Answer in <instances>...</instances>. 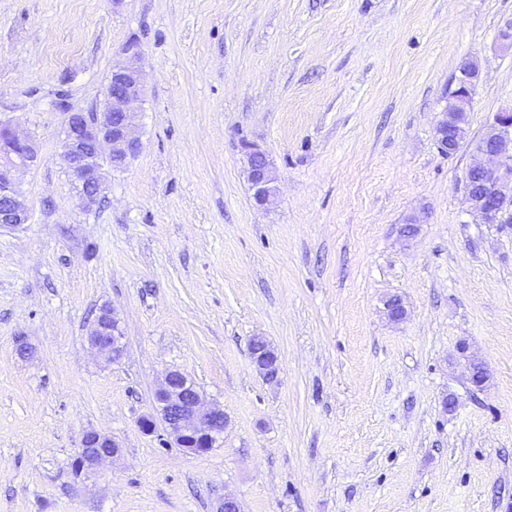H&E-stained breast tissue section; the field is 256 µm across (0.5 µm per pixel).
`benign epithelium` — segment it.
<instances>
[{
	"instance_id": "benign-epithelium-1",
	"label": "benign epithelium",
	"mask_w": 512,
	"mask_h": 512,
	"mask_svg": "<svg viewBox=\"0 0 512 512\" xmlns=\"http://www.w3.org/2000/svg\"><path fill=\"white\" fill-rule=\"evenodd\" d=\"M127 61L112 66V106L106 114L90 117L85 112L68 115L61 158L79 188L82 207L90 210L104 195V171L119 170L141 150L135 135L131 101L142 97L145 87L142 75L134 65L140 54L139 45L129 44L124 50ZM478 62L468 61L461 69L452 94L451 106L440 112L436 125L438 147L450 154L466 138L467 112L472 100ZM473 151L495 159L487 166L470 167L476 175V187L465 186L471 212L485 224H497L512 214V107L494 115L483 135L472 141ZM39 148L30 139H21L7 125H0V227L19 228L28 221V209L14 179L18 167L38 158ZM248 181L257 204L268 205L276 195L272 165L267 154L256 146L247 147ZM123 332L117 313L101 308L90 344L108 360H118L124 351ZM268 341L256 336L251 345L261 348L254 357L257 370L266 377L278 371V355L267 348ZM156 410L166 436L189 453H204L215 446L224 432L226 417L217 405L208 406L189 376L179 370L167 372L156 392ZM121 454V446L112 438L92 431L86 433L77 452L82 472L93 474L106 458Z\"/></svg>"
}]
</instances>
